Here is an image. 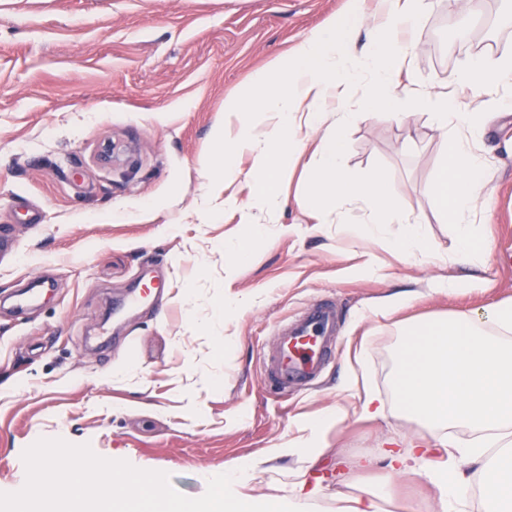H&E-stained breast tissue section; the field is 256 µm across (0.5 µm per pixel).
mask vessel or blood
Listing matches in <instances>:
<instances>
[{
	"label": "vessel or blood",
	"instance_id": "1",
	"mask_svg": "<svg viewBox=\"0 0 512 512\" xmlns=\"http://www.w3.org/2000/svg\"><path fill=\"white\" fill-rule=\"evenodd\" d=\"M336 327L335 308L322 302L280 328L274 350L263 357L270 385L285 394L317 380L336 351Z\"/></svg>",
	"mask_w": 512,
	"mask_h": 512
}]
</instances>
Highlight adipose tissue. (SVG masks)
I'll list each match as a JSON object with an SVG mask.
<instances>
[{
	"label": "adipose tissue",
	"mask_w": 512,
	"mask_h": 512,
	"mask_svg": "<svg viewBox=\"0 0 512 512\" xmlns=\"http://www.w3.org/2000/svg\"><path fill=\"white\" fill-rule=\"evenodd\" d=\"M383 10L369 23L370 47L357 51L352 30L359 17L330 19L287 55L270 62L253 81L224 102L236 117L239 132L218 135V158L200 162L203 175L234 174V159L244 149L258 153L251 177L262 191V203H278L270 185L283 181L295 153L312 149L314 176L308 205L329 210L351 206L363 221L362 235L384 233L407 216L381 172L351 177L342 164L345 131L354 120L350 104L363 89L369 106H388L391 117L406 122L404 107L428 111L442 143L437 210L456 236L464 255L485 252L484 238L473 221L489 191L486 160L477 146L481 113L460 101L455 90L466 88L484 105L512 108V56L480 57L452 71L443 90L401 85L395 77L408 65L415 42L396 39L397 28L419 29L425 0H382ZM338 108L326 109L328 99ZM323 127L316 146L302 132ZM397 412L420 422L426 437L405 439L402 450L384 453L391 476H425L439 512H467L468 492L479 487L484 512H512V302L482 313L460 312L448 318L405 327L391 374ZM472 432L469 440L451 438V429ZM479 463L471 472L467 463Z\"/></svg>",
	"instance_id": "ef3b65f1"
}]
</instances>
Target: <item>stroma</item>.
<instances>
[{
    "label": "stroma",
    "mask_w": 512,
    "mask_h": 512,
    "mask_svg": "<svg viewBox=\"0 0 512 512\" xmlns=\"http://www.w3.org/2000/svg\"><path fill=\"white\" fill-rule=\"evenodd\" d=\"M347 0H0V492L20 490L23 451L41 438L90 444L98 456L170 475L201 496L225 466L295 441L300 421L357 403V376L393 405L389 373L403 321L445 318L512 300V114L490 118L483 149L494 197L480 211L489 257L474 264L437 214L441 143L430 116L397 123L384 107L347 128L343 164L358 177L385 173L408 219H422L429 258L381 237L348 235L359 209L316 216L296 206L314 160L304 154L258 207L248 173L203 176L218 153L224 101L291 50ZM409 76L441 89L477 57L512 55V0H432ZM134 149L133 163H101L106 144ZM262 234H255V225ZM165 279L164 310L128 305L138 282ZM455 278L459 288L439 291ZM36 279L52 288L29 307L15 296ZM255 304L225 314V298ZM398 305L379 315L380 303ZM332 302L336 356L321 381L281 395L262 356L280 323ZM234 339L225 348L222 339ZM418 427L399 415H348L326 455L308 469L271 461L243 486L263 500L318 487L321 505L383 479L390 434ZM384 512H437L421 478L396 480Z\"/></svg>",
    "instance_id": "obj_1"
}]
</instances>
